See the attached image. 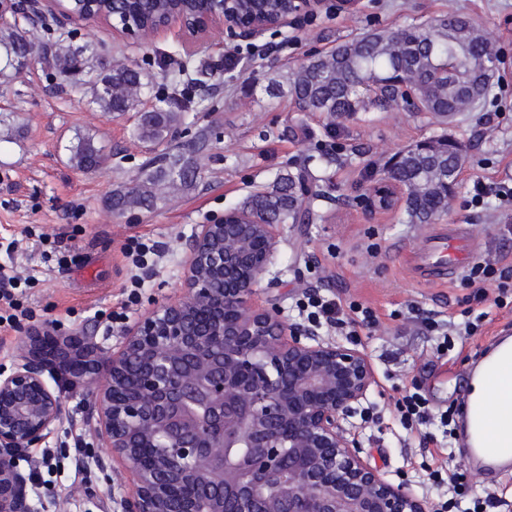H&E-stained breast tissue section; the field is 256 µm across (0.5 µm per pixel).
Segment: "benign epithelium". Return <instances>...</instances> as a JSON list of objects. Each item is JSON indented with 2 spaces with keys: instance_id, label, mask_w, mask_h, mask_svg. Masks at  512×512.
<instances>
[{
  "instance_id": "1",
  "label": "benign epithelium",
  "mask_w": 512,
  "mask_h": 512,
  "mask_svg": "<svg viewBox=\"0 0 512 512\" xmlns=\"http://www.w3.org/2000/svg\"><path fill=\"white\" fill-rule=\"evenodd\" d=\"M155 24L112 0H0V23L100 21L146 44L175 29L197 46L219 29L256 40L323 0H166ZM274 224L237 211L197 225L180 297L126 328L119 350L83 330L29 336L0 372V512H34L18 458L85 393L88 434L132 486L120 512H426L371 467L350 421L376 384L368 356L287 325L253 299L278 252Z\"/></svg>"
}]
</instances>
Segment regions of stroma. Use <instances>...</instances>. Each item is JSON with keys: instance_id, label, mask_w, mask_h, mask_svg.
Returning a JSON list of instances; mask_svg holds the SVG:
<instances>
[{"instance_id": "35a3bbf8", "label": "stroma", "mask_w": 512, "mask_h": 512, "mask_svg": "<svg viewBox=\"0 0 512 512\" xmlns=\"http://www.w3.org/2000/svg\"><path fill=\"white\" fill-rule=\"evenodd\" d=\"M455 9L478 22L492 41L498 68L492 91L477 111L443 124L431 115L397 107L332 121L296 111L288 74L311 55L379 28H400ZM73 44L94 45L101 58L121 57L152 75L144 108L165 101L185 119L175 133L188 141L212 131L209 160L194 188L160 201L131 220L112 213L107 201L127 186L145 155L131 112L89 107L83 89L64 86L55 69L33 62L8 66L0 51V266L26 277L21 306L32 317L0 343V371L18 361L27 336L45 326L79 328L105 346L121 345L123 327L106 314L118 309L131 276L144 282L141 301L130 313L138 320L180 291L187 244L195 228L239 206L254 190L283 171L308 169L320 178L318 220L279 225L280 251L264 275L255 301L276 306L282 318L299 323L296 302L315 287L341 300H357L377 313L379 324L356 340L374 367L377 383L361 426V456L387 479L405 484L426 501L440 491L423 486V453L465 466L473 495L491 491L512 503V474L487 479L466 467L462 441L446 445L408 432L394 403L419 384L433 411L467 399L472 365L497 337L512 336V309L486 308L478 334L449 355L435 351L436 339L423 319L459 316L467 295L460 278L434 283L416 276L412 254L427 245L425 227L401 219L402 203L366 214L356 198L380 187L376 170L400 151L443 134L463 143V175L449 202L446 224L466 225L480 259L512 264V210L495 197L471 204L472 185L512 181V0H358L340 11L327 0L315 24L288 33L268 32L255 41H230L214 31L207 44L184 49L176 31L157 34L146 47L109 26L79 21ZM96 136L111 159L97 171L71 165L68 148L76 135ZM132 234L154 241L153 265L135 269L121 247ZM65 417L42 448L29 451L38 466L29 488L35 512H114L121 488L110 472L84 469L74 483V463L95 447L84 429L93 410L89 397L64 396Z\"/></svg>"}]
</instances>
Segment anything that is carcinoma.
<instances>
[{
    "label": "carcinoma",
    "mask_w": 512,
    "mask_h": 512,
    "mask_svg": "<svg viewBox=\"0 0 512 512\" xmlns=\"http://www.w3.org/2000/svg\"><path fill=\"white\" fill-rule=\"evenodd\" d=\"M451 25L437 17L398 30L375 29L313 56L290 72L288 84L294 103L312 114L332 120L351 118L388 100L374 97L377 89L407 83L417 108L444 121L472 112L485 99L498 61L493 47L470 19L448 7ZM40 35L18 24L0 25V47L15 63L38 49ZM98 53L76 47L60 37L52 44L50 60L65 82L85 86L89 104L105 112H133L149 86L148 75L122 62L96 64ZM182 116L158 104L147 111L136 128L137 137L161 150L149 154L127 188L112 193L110 207L118 215L150 211L170 195L190 190L206 136L176 142L175 127ZM70 163L89 171L107 156L95 137H76L69 147ZM464 146L446 135L423 149L417 145L396 154L382 174L399 181L405 190L403 220L433 224L446 211L453 190L448 169L464 157ZM308 172L279 174L272 185L249 195L240 209L266 224H297L309 214Z\"/></svg>",
    "instance_id": "cac0c4a2"
}]
</instances>
